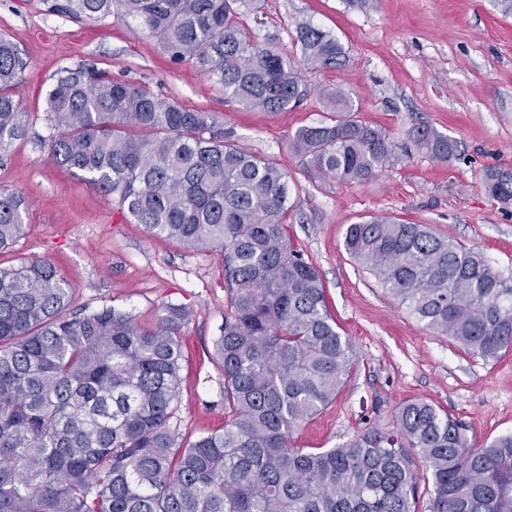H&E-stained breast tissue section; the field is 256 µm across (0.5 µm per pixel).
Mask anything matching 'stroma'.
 I'll return each mask as SVG.
<instances>
[{
    "label": "stroma",
    "mask_w": 512,
    "mask_h": 512,
    "mask_svg": "<svg viewBox=\"0 0 512 512\" xmlns=\"http://www.w3.org/2000/svg\"><path fill=\"white\" fill-rule=\"evenodd\" d=\"M52 0H0V35L26 64L16 90L27 132L0 153V190L25 202L26 233L0 266L46 258L73 289L72 305L114 306L143 319L175 304L188 312L171 429L187 443L224 424L223 376L214 344L231 315L224 263L215 250L148 236L118 195L58 166L47 92L61 70L80 64L146 87L183 107L218 114L234 139L287 173L288 222L319 271L342 335L358 360L336 399L305 421L300 448H335L387 424L397 405L424 399L465 422L476 442L512 433V352L486 361L417 321L346 251L348 225L376 216L428 224L482 252L512 278V211L490 202L480 176L512 165V14L498 0H258L242 21L259 43L293 51L311 22L346 49L344 64L304 74L307 94L288 112L245 109L193 62L172 61L155 40L117 16L77 20ZM348 94L362 120L404 143L414 125L456 140L457 159L410 153L362 182L313 178L291 138L327 121L320 91Z\"/></svg>",
    "instance_id": "35a3bbf8"
}]
</instances>
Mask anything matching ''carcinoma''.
Listing matches in <instances>:
<instances>
[{
	"mask_svg": "<svg viewBox=\"0 0 512 512\" xmlns=\"http://www.w3.org/2000/svg\"><path fill=\"white\" fill-rule=\"evenodd\" d=\"M252 0H54L76 18L117 15L189 59L244 108L286 112L307 92L302 70L345 61L306 23L299 54L260 45L239 21ZM26 63L0 36V152L25 134L13 96ZM329 122L299 128L294 151L320 179L361 182L415 149L448 162L457 142L414 126L398 147L321 91ZM52 160L116 194L154 237L218 250L231 316L215 352L224 428L183 446L171 431L185 308L144 324L114 306L71 309L48 260L0 267V512H419L416 459L431 483L425 512H512V434L476 445L425 400L349 444L295 448L304 421L335 400L354 368L316 270L294 245L288 175L240 147L224 122L79 65L47 97ZM486 196L512 208V167L485 169ZM24 202L0 190V251L24 233ZM345 250L408 313L486 361L512 350V279L482 253L427 224L372 218L347 227Z\"/></svg>",
	"mask_w": 512,
	"mask_h": 512,
	"instance_id": "cac0c4a2",
	"label": "carcinoma"
}]
</instances>
